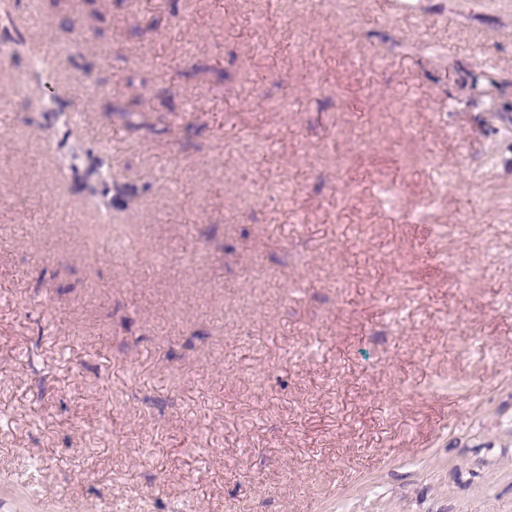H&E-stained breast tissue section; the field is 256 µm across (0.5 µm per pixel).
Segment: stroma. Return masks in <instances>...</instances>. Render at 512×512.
Listing matches in <instances>:
<instances>
[{"instance_id": "35a3bbf8", "label": "stroma", "mask_w": 512, "mask_h": 512, "mask_svg": "<svg viewBox=\"0 0 512 512\" xmlns=\"http://www.w3.org/2000/svg\"><path fill=\"white\" fill-rule=\"evenodd\" d=\"M494 102L512 0H0V512H512ZM75 189L97 212L129 211L138 204L139 192L112 177L109 154L88 152L83 170L72 167Z\"/></svg>"}]
</instances>
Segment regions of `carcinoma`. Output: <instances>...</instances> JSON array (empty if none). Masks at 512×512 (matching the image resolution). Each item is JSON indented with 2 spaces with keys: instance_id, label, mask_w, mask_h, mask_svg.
Returning <instances> with one entry per match:
<instances>
[{
  "instance_id": "carcinoma-1",
  "label": "carcinoma",
  "mask_w": 512,
  "mask_h": 512,
  "mask_svg": "<svg viewBox=\"0 0 512 512\" xmlns=\"http://www.w3.org/2000/svg\"><path fill=\"white\" fill-rule=\"evenodd\" d=\"M128 128L139 129L146 122L138 121L139 112L128 107L113 109ZM75 189L82 193L86 203L98 212L129 211L138 204L139 192L125 183L112 177V166L109 154L89 152L86 154V165L83 169L72 168Z\"/></svg>"
}]
</instances>
